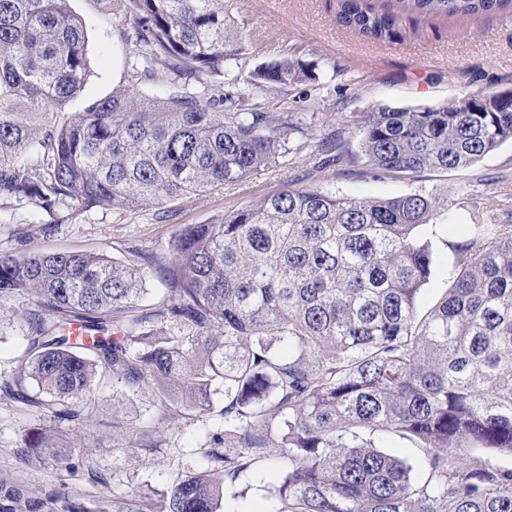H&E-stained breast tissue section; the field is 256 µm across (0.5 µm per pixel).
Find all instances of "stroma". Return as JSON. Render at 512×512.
Instances as JSON below:
<instances>
[{"mask_svg":"<svg viewBox=\"0 0 512 512\" xmlns=\"http://www.w3.org/2000/svg\"><path fill=\"white\" fill-rule=\"evenodd\" d=\"M70 7L83 20L88 38L85 88L67 107L73 115L91 100L127 88L134 47L123 38L122 20L106 17L96 0H70ZM336 12V0H237L234 15L249 44L246 68L285 59L307 64L313 80L291 88L290 96H303L306 121L345 129L356 157L361 153L356 120L374 106L434 107L486 87L512 89V14L422 18L394 40L375 41L340 26ZM312 165V159L303 155L233 186L126 212L74 205L47 212L30 204L16 205L8 211V223L0 224V253L103 250L119 259L134 243L164 250L183 225L208 224L255 205L310 173ZM323 185L354 196L388 198L420 192L440 199L441 207L428 226L435 254L433 274L421 293L428 302L448 286L454 261L448 244L461 237L470 212H483L489 224H512V143L465 169L403 178H374L357 160L343 161L327 168ZM42 224L54 225V232L39 233ZM27 304L24 297L0 304V381L11 376L24 353L26 326L20 313ZM92 405L98 427L83 454L111 479L107 488L86 496L89 512H96L101 500L126 494L132 471L154 489H165L178 473L179 450L203 447L220 422L216 416L194 423L173 420L161 429V450L136 451L133 442L155 416L150 396L140 393L117 401L107 384L96 389ZM116 419L125 424L119 437L112 434ZM47 422L43 411L21 408L0 395V480L21 481L37 495L61 489L66 479L58 470L25 466L13 453L24 429ZM276 472V464L269 461L244 474L237 487L245 495L225 496V512H278Z\"/></svg>","mask_w":512,"mask_h":512,"instance_id":"1","label":"stroma"}]
</instances>
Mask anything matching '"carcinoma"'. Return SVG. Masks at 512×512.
<instances>
[{"instance_id":"cac0c4a2","label":"carcinoma","mask_w":512,"mask_h":512,"mask_svg":"<svg viewBox=\"0 0 512 512\" xmlns=\"http://www.w3.org/2000/svg\"><path fill=\"white\" fill-rule=\"evenodd\" d=\"M139 48L129 89L62 117L85 87L86 31L69 0H0V209L27 201L128 211L233 185L289 156L319 158L311 176L351 157L344 132H322L268 94L312 79L299 60L203 77L247 55L234 0H100ZM338 21L377 41L414 15L512 11V0H337ZM166 83L139 91L144 80ZM492 90L439 107L377 106L359 122L369 173L469 167L512 141V106ZM429 194L360 198L291 185L215 224H186L161 252L0 254V303L26 296L16 402L46 411L17 457L50 460L77 482L104 470L62 450L57 426L92 434L89 403L150 392L153 429L208 417L224 389V425L160 496L128 478L97 512H220L224 488L279 460V512H512V224L465 225L451 244L448 288L426 311L434 263L422 232ZM159 278L160 302L147 304ZM33 382L37 392L30 394ZM423 454L426 477L376 443ZM0 512H87L73 491L36 496L0 481Z\"/></svg>"}]
</instances>
